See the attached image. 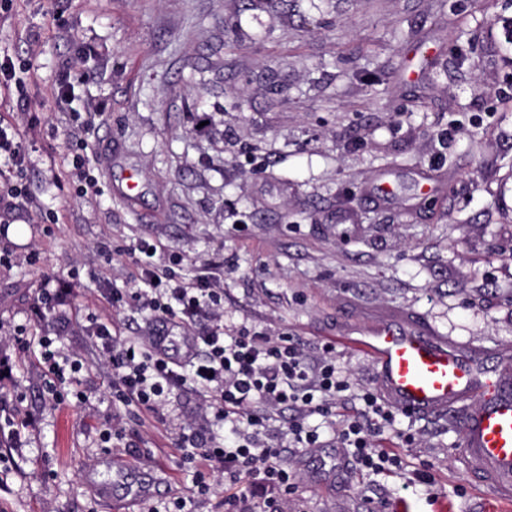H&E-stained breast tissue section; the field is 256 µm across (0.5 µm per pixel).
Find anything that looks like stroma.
Returning <instances> with one entry per match:
<instances>
[{"label": "stroma", "instance_id": "stroma-1", "mask_svg": "<svg viewBox=\"0 0 512 512\" xmlns=\"http://www.w3.org/2000/svg\"><path fill=\"white\" fill-rule=\"evenodd\" d=\"M0 56L29 66L27 97L44 107L12 213L20 234L0 236V253L40 244L44 266H0L5 326L40 331L29 309L47 271L74 282L77 316L108 314L136 333L141 314L99 296L129 287L132 263L96 280L88 256L143 239L186 255L188 279L223 253L226 324L285 331L311 350L335 341L366 387L372 359L340 338L378 312L419 314L489 365L512 348V0H14ZM69 70L89 75L73 103L55 95ZM88 104L100 117L85 131L76 114ZM445 128L452 143L439 140ZM75 136L91 149V198L54 179ZM380 178L393 203L373 200ZM62 345L83 362L86 402H50L37 359L0 334L13 369L0 397L21 398L38 422L20 434L0 506L137 512L127 487L147 480L156 502L187 494L178 451L140 454L163 444L160 429L133 424L125 448H100V430L120 421L111 374L81 334ZM400 427L417 443L389 433L383 447L434 485L344 462L329 474L319 454L299 453L306 512H512L465 465L460 411Z\"/></svg>", "mask_w": 512, "mask_h": 512}]
</instances>
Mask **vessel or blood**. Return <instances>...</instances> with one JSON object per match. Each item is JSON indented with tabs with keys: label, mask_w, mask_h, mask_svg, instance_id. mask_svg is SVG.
I'll return each mask as SVG.
<instances>
[{
	"label": "vessel or blood",
	"mask_w": 512,
	"mask_h": 512,
	"mask_svg": "<svg viewBox=\"0 0 512 512\" xmlns=\"http://www.w3.org/2000/svg\"><path fill=\"white\" fill-rule=\"evenodd\" d=\"M345 342L373 359L381 395L395 409H464L463 460L500 500H512V353L488 367L410 313L380 318Z\"/></svg>",
	"instance_id": "obj_1"
}]
</instances>
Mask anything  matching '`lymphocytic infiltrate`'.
Instances as JSON below:
<instances>
[{
  "label": "lymphocytic infiltrate",
  "mask_w": 512,
  "mask_h": 512,
  "mask_svg": "<svg viewBox=\"0 0 512 512\" xmlns=\"http://www.w3.org/2000/svg\"><path fill=\"white\" fill-rule=\"evenodd\" d=\"M157 250L143 241L103 256L108 263L126 257L135 266L129 288H104L100 296L113 309L129 307L144 315L146 331L136 336L122 335L110 318L94 312L74 321V283L43 276L34 311L53 330L32 336L19 326L12 341L19 352H37L51 401L84 397L81 365L59 346L74 325L111 366L112 407L127 418L166 424L170 394L196 392L199 416L211 430L181 427L172 446L192 470L196 494L229 487L224 512H300V476L288 457L303 448L335 449L369 474L402 471L400 455L378 445L393 429L397 411L340 366L334 342L311 352L285 332L226 326L223 261H205L187 279L176 270L181 257L163 263ZM204 317L208 325L198 327ZM177 328L183 332L178 345L172 340ZM351 396L359 400L360 414L335 420L337 404ZM315 416L321 425H312ZM260 489L270 495L258 504Z\"/></svg>",
  "instance_id": "obj_1"
}]
</instances>
